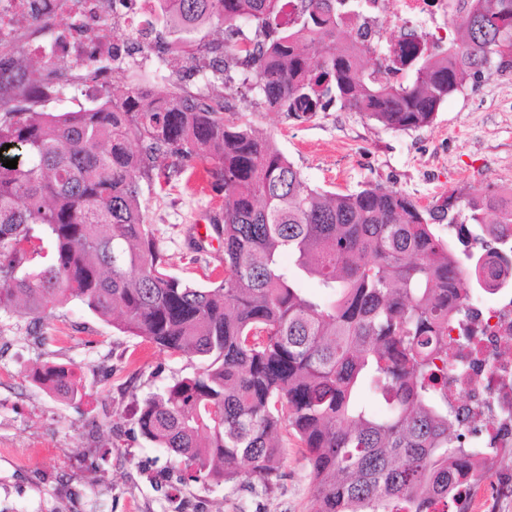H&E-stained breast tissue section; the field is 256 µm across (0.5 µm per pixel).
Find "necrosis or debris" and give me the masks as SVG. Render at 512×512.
<instances>
[{"label": "necrosis or debris", "mask_w": 512, "mask_h": 512, "mask_svg": "<svg viewBox=\"0 0 512 512\" xmlns=\"http://www.w3.org/2000/svg\"><path fill=\"white\" fill-rule=\"evenodd\" d=\"M158 14V0H133L125 14L113 12L112 0H0V39L23 52L63 60L78 72L81 93L99 96L111 80L113 52H145L143 34ZM107 19L119 38L101 37ZM351 27L363 42L439 40L448 35V0H360ZM482 294L489 303L473 309L477 335L448 333L457 354L448 372V401L461 409L464 423L476 424L484 456H511L512 294L488 288Z\"/></svg>", "instance_id": "obj_1"}]
</instances>
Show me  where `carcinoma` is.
Here are the masks:
<instances>
[{
    "mask_svg": "<svg viewBox=\"0 0 512 512\" xmlns=\"http://www.w3.org/2000/svg\"><path fill=\"white\" fill-rule=\"evenodd\" d=\"M161 2L160 24L183 33L155 35L171 73H205L212 87L239 79L265 109L296 117L336 104L413 130L466 78L512 70V0H448V44L397 54L355 44L348 0H307L286 26L283 0ZM215 20L223 42L189 37ZM128 64L112 57L101 102L57 114L25 69L0 71V89H18L0 99V147L27 156L15 169L0 163V310L38 323L77 301L199 359L194 376L136 405L143 436L191 481L268 486L289 432L307 450L317 512H431L453 498L473 449L448 406V327L472 290L498 283L499 263L491 253L478 264V245L489 237L512 254V210L496 193H452L429 208L378 186L326 195L224 93L175 84L157 98ZM198 164L224 199L212 218L224 276L205 284L170 272L142 209L144 190ZM444 222L459 225L448 243L434 232ZM33 380L79 395L63 365L37 367Z\"/></svg>",
    "mask_w": 512,
    "mask_h": 512,
    "instance_id": "carcinoma-1",
    "label": "carcinoma"
}]
</instances>
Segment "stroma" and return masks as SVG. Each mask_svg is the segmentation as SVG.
I'll return each instance as SVG.
<instances>
[{"instance_id":"obj_1","label":"stroma","mask_w":512,"mask_h":512,"mask_svg":"<svg viewBox=\"0 0 512 512\" xmlns=\"http://www.w3.org/2000/svg\"><path fill=\"white\" fill-rule=\"evenodd\" d=\"M232 97L257 129L313 186L347 194L369 186L402 192L428 207L448 194L512 189V72L490 70L456 91L425 127L397 131L358 112L330 108L303 119L267 111L247 86ZM220 200L172 173L148 192L143 211L174 274L200 279L219 266V240L196 250V229ZM69 367L81 399L63 401L33 382L32 369ZM197 359L173 356L123 333L77 302L40 324L0 311V487L17 512H314L305 450L288 437L270 487L185 481L182 464L141 433L136 402L193 376Z\"/></svg>"}]
</instances>
